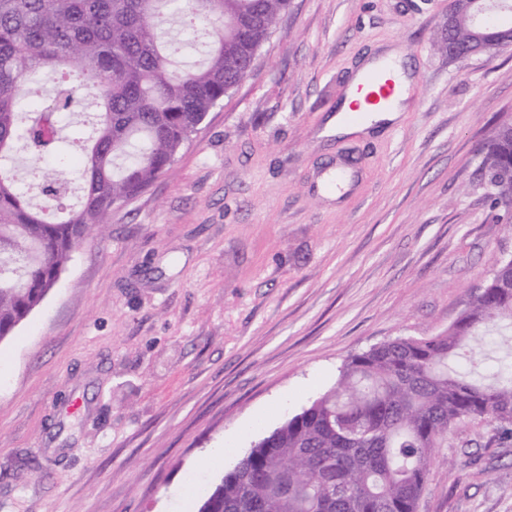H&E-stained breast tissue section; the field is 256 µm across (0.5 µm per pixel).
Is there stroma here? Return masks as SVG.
<instances>
[{"label":"stroma","mask_w":512,"mask_h":512,"mask_svg":"<svg viewBox=\"0 0 512 512\" xmlns=\"http://www.w3.org/2000/svg\"><path fill=\"white\" fill-rule=\"evenodd\" d=\"M448 0H290L171 172L112 214L0 342V512H197L352 354L445 331L512 257L481 146L512 50L434 47ZM416 79L383 135L317 139L363 57ZM345 166L329 200L318 182ZM416 512H512V437L433 449Z\"/></svg>","instance_id":"obj_1"}]
</instances>
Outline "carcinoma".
<instances>
[{"instance_id":"1","label":"carcinoma","mask_w":512,"mask_h":512,"mask_svg":"<svg viewBox=\"0 0 512 512\" xmlns=\"http://www.w3.org/2000/svg\"><path fill=\"white\" fill-rule=\"evenodd\" d=\"M451 0L438 51L483 42ZM288 0H0V342L43 302L112 212L171 171L207 114L249 75ZM512 224V122L482 148ZM36 187L42 204L27 198ZM512 268L495 264L448 332L351 355L336 385L255 443L198 512H416L432 449L490 419L512 432Z\"/></svg>"}]
</instances>
